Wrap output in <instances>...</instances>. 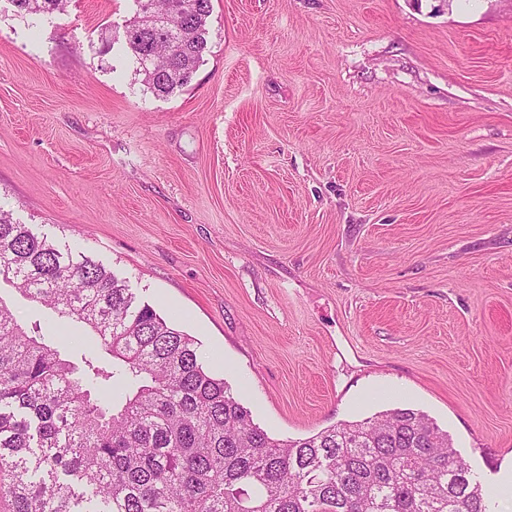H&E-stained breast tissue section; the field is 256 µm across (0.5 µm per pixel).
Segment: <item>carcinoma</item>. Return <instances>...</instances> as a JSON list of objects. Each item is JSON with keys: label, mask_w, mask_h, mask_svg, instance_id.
I'll use <instances>...</instances> for the list:
<instances>
[{"label": "carcinoma", "mask_w": 512, "mask_h": 512, "mask_svg": "<svg viewBox=\"0 0 512 512\" xmlns=\"http://www.w3.org/2000/svg\"><path fill=\"white\" fill-rule=\"evenodd\" d=\"M135 2L126 47L142 84L171 96L209 51L212 0ZM11 3L32 17L63 15L69 0ZM0 280L59 325L85 326L103 352L64 358L0 300V501L10 512H487L481 484L422 412L268 435L195 341L126 281L2 208Z\"/></svg>", "instance_id": "carcinoma-1"}]
</instances>
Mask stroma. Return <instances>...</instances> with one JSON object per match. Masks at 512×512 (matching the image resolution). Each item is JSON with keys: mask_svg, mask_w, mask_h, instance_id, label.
Here are the masks:
<instances>
[{"mask_svg": "<svg viewBox=\"0 0 512 512\" xmlns=\"http://www.w3.org/2000/svg\"><path fill=\"white\" fill-rule=\"evenodd\" d=\"M212 4L163 98L133 0H0V208L126 279L270 436L418 410L512 512V0ZM17 15L32 17L40 15H63L67 12L69 0H10Z\"/></svg>", "mask_w": 512, "mask_h": 512, "instance_id": "1", "label": "stroma"}]
</instances>
